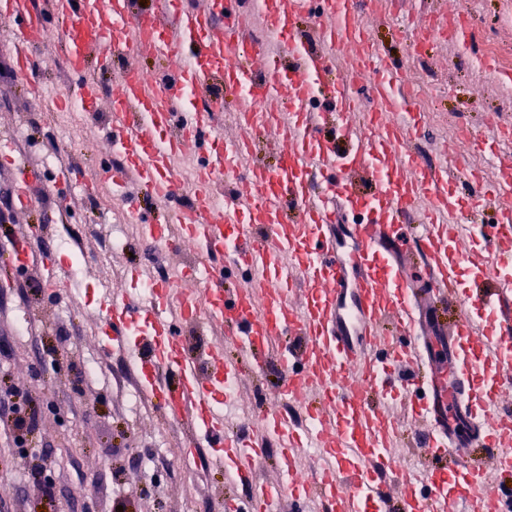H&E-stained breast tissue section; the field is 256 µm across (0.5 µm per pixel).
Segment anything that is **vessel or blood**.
Instances as JSON below:
<instances>
[{
    "mask_svg": "<svg viewBox=\"0 0 512 512\" xmlns=\"http://www.w3.org/2000/svg\"><path fill=\"white\" fill-rule=\"evenodd\" d=\"M50 16L66 25L84 112L110 101L101 137L123 167L105 177L134 223L161 251L190 240L206 259L205 274L181 276L178 289L104 299L113 347L135 345L151 400L186 423L187 448L200 436L234 443L217 404L239 364L220 348L188 351L186 332L207 305L210 325L254 371L276 365L275 397L299 400L311 421L300 433L285 415H260L261 436L231 472L254 485L244 512L305 499L319 512H512V498L490 487L512 476V180L472 172L460 195L447 165L425 164L407 76L366 38L390 23L380 0H264L284 53L258 41L248 11L227 0H155L145 11L136 0H0L19 70L33 69L29 50L44 43ZM152 56L170 67L145 75ZM92 57L113 72L110 88L87 77ZM364 74L366 106L355 87ZM307 79L319 105L299 112ZM219 88L236 99L229 136L212 111ZM328 123L335 135H322ZM260 135L276 166L255 161ZM187 152L208 179L175 211V237L147 219L133 190L176 199L175 160ZM18 174L30 203L40 171L23 164ZM14 254L27 269L45 261L28 238ZM229 267L249 272L244 286L225 288ZM405 432L418 460L440 459L439 469L400 471ZM274 437L286 441L278 469L288 476L305 449H319L315 481H256Z\"/></svg>",
    "mask_w": 512,
    "mask_h": 512,
    "instance_id": "obj_1",
    "label": "vessel or blood"
}]
</instances>
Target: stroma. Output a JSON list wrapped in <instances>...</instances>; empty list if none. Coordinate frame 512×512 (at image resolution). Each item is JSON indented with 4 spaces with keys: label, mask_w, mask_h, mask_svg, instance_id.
<instances>
[{
    "label": "stroma",
    "mask_w": 512,
    "mask_h": 512,
    "mask_svg": "<svg viewBox=\"0 0 512 512\" xmlns=\"http://www.w3.org/2000/svg\"><path fill=\"white\" fill-rule=\"evenodd\" d=\"M473 26L488 38L512 42V0H484ZM48 31V39L35 51L38 67L27 75L14 67L10 26L0 21V131L26 127L28 163L41 166L47 155L58 161L57 167L44 169L37 199L23 211L17 208L11 171L0 167V377L30 393L29 408L38 415L33 440L38 449L53 452L55 487L53 495H45L41 479L32 476L39 458L11 455L14 414L0 407V512H113L116 502L125 512H223L225 499L247 498V483L226 481L215 461L216 450L206 441L200 444L206 457L201 478L196 483L188 479L186 461L173 450L185 434L183 424L162 418L155 407L139 402L131 387L119 385L128 371L127 354L105 348L100 297L114 285L137 291L132 271L147 277L172 276L176 270L170 260L154 258L139 235L113 223L112 215L124 201L111 182H103L99 194L88 198L79 184L60 181L59 165L96 174L113 154L98 141L85 112L61 111L52 94L38 99L29 93L34 78L51 89L74 88L60 65L62 28L53 21ZM415 70L425 80L451 88L449 95L432 101L421 132L419 148L427 163H441L449 126L463 124L483 141L491 134L495 115L512 116V94L496 83L476 81L470 52L451 53L436 46L430 58L416 61ZM57 194L67 199L61 214L52 210ZM26 225L35 230L40 251L54 258L55 278L66 276L74 256L82 257L80 273L71 283L77 300L74 316H67L54 289L28 287L27 276L11 264L13 244ZM107 228L127 240L119 257L122 273L113 278L106 277L99 261ZM92 359L106 362V370L76 387V371L86 370ZM275 375L272 367L262 377L244 373L237 405L252 415L233 419L238 437L252 433L264 383Z\"/></svg>",
    "instance_id": "stroma-1"
}]
</instances>
